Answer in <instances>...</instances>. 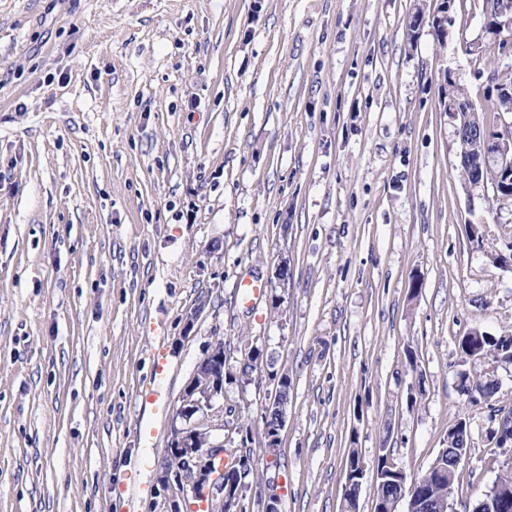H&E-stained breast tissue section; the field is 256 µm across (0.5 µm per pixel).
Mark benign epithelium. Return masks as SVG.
I'll return each mask as SVG.
<instances>
[{
  "label": "benign epithelium",
  "instance_id": "1",
  "mask_svg": "<svg viewBox=\"0 0 512 512\" xmlns=\"http://www.w3.org/2000/svg\"><path fill=\"white\" fill-rule=\"evenodd\" d=\"M512 18V0H489L486 11L485 32L501 31V21ZM459 119L457 127L458 162L468 171L464 181L467 192L485 197L488 191L512 199V131H492L474 126L470 119L476 111L469 99L453 102L444 108ZM494 167L501 179L487 182L482 175L485 168ZM224 341H215L197 363L194 376L205 379L202 389L194 382L184 389L180 404L173 415L168 448L160 465L158 482L163 491L164 512H184V507L198 497L208 498L210 512H249L245 496L229 502L224 493V475L214 472L215 461L224 459ZM269 414L265 429L269 441L276 442L286 422V401L280 391H275L273 401L266 407ZM499 430L493 439L497 448L512 446V414L504 411L498 415ZM259 489L256 504L260 512H280L279 497L272 493L269 482L256 485Z\"/></svg>",
  "mask_w": 512,
  "mask_h": 512
}]
</instances>
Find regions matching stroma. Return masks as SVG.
Returning a JSON list of instances; mask_svg holds the SVG:
<instances>
[{
	"label": "stroma",
	"mask_w": 512,
	"mask_h": 512,
	"mask_svg": "<svg viewBox=\"0 0 512 512\" xmlns=\"http://www.w3.org/2000/svg\"><path fill=\"white\" fill-rule=\"evenodd\" d=\"M440 2L0 0V512H162L170 420L140 437L153 352L174 407L219 338L225 446L290 376L282 512H339L354 449L424 473L462 418L458 512L512 467L490 439L512 364L458 348L512 335V269L491 259L512 200L468 197L441 105L449 72L491 111L512 52L475 62L485 0H456L438 40ZM133 473L148 491L128 506ZM237 295L247 308L254 309L262 296V286L255 279H241L236 285ZM459 390L473 404L486 402L497 391V384L491 379L471 376L469 372L459 374Z\"/></svg>",
	"instance_id": "stroma-1"
}]
</instances>
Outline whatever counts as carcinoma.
<instances>
[{
    "mask_svg": "<svg viewBox=\"0 0 512 512\" xmlns=\"http://www.w3.org/2000/svg\"><path fill=\"white\" fill-rule=\"evenodd\" d=\"M459 349L464 358L476 362L482 358L493 357L512 363V336L496 335L486 331H476L460 339ZM459 390L473 404L484 402L493 397L497 384L491 379L472 376L468 372L459 374ZM243 444L246 453L252 460V466L240 471L236 468L224 474V489L236 493L240 482L244 479L259 482L264 474V468L254 460L250 446L257 442L267 445L264 427L253 430L251 426L243 428ZM469 429L467 422L458 420L448 428V447L440 449L429 469L421 475H410L389 461L388 455L382 453L374 463L376 470L375 495L376 502L385 506L386 512H395L401 501L407 502V512H422L423 503L427 498L448 499L455 495L457 473L448 469V449H467ZM351 473L345 485L343 505L349 512L356 509L364 474L360 468L363 459L357 450H352L349 459Z\"/></svg>",
    "mask_w": 512,
    "mask_h": 512,
    "instance_id": "carcinoma-1",
    "label": "carcinoma"
}]
</instances>
